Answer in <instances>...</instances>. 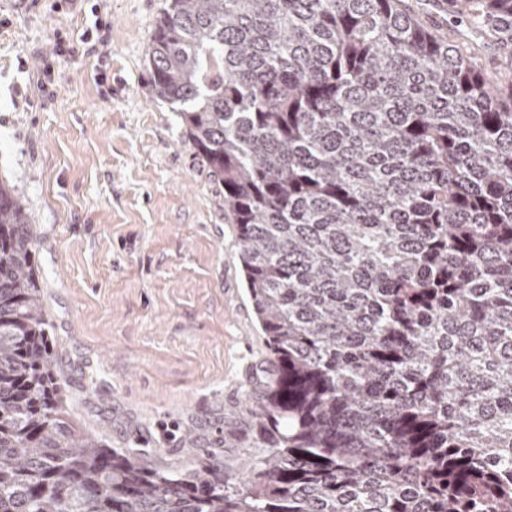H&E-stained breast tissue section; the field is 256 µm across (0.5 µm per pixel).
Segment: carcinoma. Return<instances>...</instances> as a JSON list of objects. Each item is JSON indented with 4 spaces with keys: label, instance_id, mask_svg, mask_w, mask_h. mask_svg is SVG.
Instances as JSON below:
<instances>
[{
    "label": "carcinoma",
    "instance_id": "cac0c4a2",
    "mask_svg": "<svg viewBox=\"0 0 512 512\" xmlns=\"http://www.w3.org/2000/svg\"><path fill=\"white\" fill-rule=\"evenodd\" d=\"M167 0L150 79L238 225L267 453L158 471L69 418L0 183V512H512V0ZM403 3L406 9L425 27L441 36L448 37L455 43L465 40L468 45L472 44L478 48L479 63L485 69L494 70L504 62L496 44L484 42L479 34L465 23L454 22V18L448 15V11L442 7L444 1L404 0ZM457 30L460 31L461 36L456 35Z\"/></svg>",
    "mask_w": 512,
    "mask_h": 512
}]
</instances>
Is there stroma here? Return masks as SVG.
Masks as SVG:
<instances>
[{
  "mask_svg": "<svg viewBox=\"0 0 512 512\" xmlns=\"http://www.w3.org/2000/svg\"><path fill=\"white\" fill-rule=\"evenodd\" d=\"M166 0H0V182L35 234L34 264L73 419L158 469L265 450L250 409L270 351L236 225L172 106L151 86ZM485 69L496 44L443 0H404ZM107 44L83 42L96 21ZM64 39L55 52L56 39ZM49 87H42V78Z\"/></svg>",
  "mask_w": 512,
  "mask_h": 512,
  "instance_id": "stroma-1",
  "label": "stroma"
}]
</instances>
